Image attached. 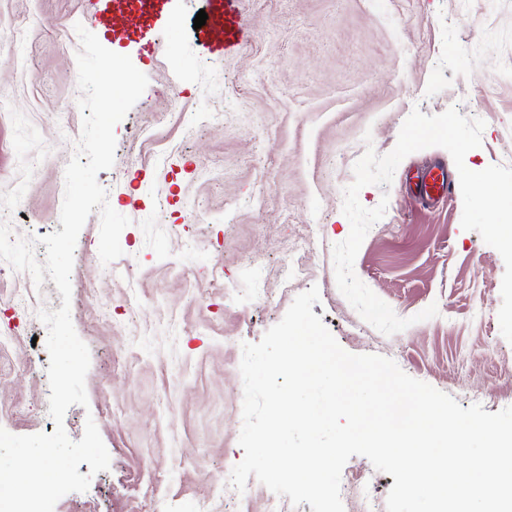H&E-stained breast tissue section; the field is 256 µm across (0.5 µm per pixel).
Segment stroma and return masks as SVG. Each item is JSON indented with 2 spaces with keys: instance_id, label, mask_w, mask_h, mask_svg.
<instances>
[{
  "instance_id": "35a3bbf8",
  "label": "stroma",
  "mask_w": 512,
  "mask_h": 512,
  "mask_svg": "<svg viewBox=\"0 0 512 512\" xmlns=\"http://www.w3.org/2000/svg\"><path fill=\"white\" fill-rule=\"evenodd\" d=\"M204 0H176L172 33L122 54L149 84L119 122L115 163L97 175L130 220L123 256L102 264L100 215L74 252L71 318L90 350L87 406L64 426L80 440L94 419L110 467L54 512H264L268 488L250 479L224 496L244 458L242 346L259 342L295 297L318 287L315 315L353 354L392 359L409 376L494 413L512 406V343L500 332L504 262L461 227L450 154L405 157L389 189L369 185L366 208L385 216L357 254L358 278L400 317H436L384 335L340 293L333 247L350 233L343 190L366 148L390 152L413 109L457 108L486 123L466 167H512V0H240L249 37L237 52L202 53L194 18ZM90 0H0V220L13 238L60 230L64 172L82 130L72 104ZM24 35L21 55L7 44ZM445 167L453 189L426 205L410 175ZM305 273L285 277L289 260ZM263 272L260 292L245 276ZM221 270L203 277V270ZM46 281L25 325L0 345V427L53 433L40 309H59ZM369 480L358 491L357 478ZM345 512L385 504L394 484L362 456L343 468Z\"/></svg>"
}]
</instances>
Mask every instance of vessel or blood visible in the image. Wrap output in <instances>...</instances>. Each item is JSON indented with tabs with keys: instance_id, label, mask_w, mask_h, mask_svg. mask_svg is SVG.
Wrapping results in <instances>:
<instances>
[{
	"instance_id": "obj_1",
	"label": "vessel or blood",
	"mask_w": 512,
	"mask_h": 512,
	"mask_svg": "<svg viewBox=\"0 0 512 512\" xmlns=\"http://www.w3.org/2000/svg\"><path fill=\"white\" fill-rule=\"evenodd\" d=\"M94 25L120 41L133 36L150 39L174 28L172 0H95ZM237 0H205L208 19L196 33L199 48L209 53L238 51L247 38V26L236 8ZM451 184L442 166L419 175L415 193L433 200L449 194Z\"/></svg>"
}]
</instances>
